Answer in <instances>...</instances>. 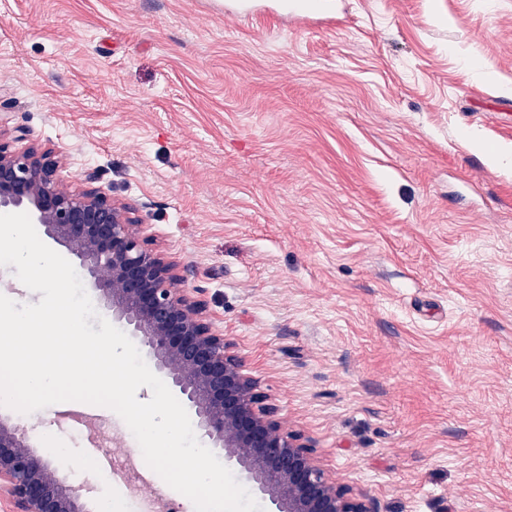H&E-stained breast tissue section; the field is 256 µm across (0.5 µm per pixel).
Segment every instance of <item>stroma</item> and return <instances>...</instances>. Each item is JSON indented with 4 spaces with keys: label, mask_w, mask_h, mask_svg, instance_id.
Segmentation results:
<instances>
[{
    "label": "stroma",
    "mask_w": 512,
    "mask_h": 512,
    "mask_svg": "<svg viewBox=\"0 0 512 512\" xmlns=\"http://www.w3.org/2000/svg\"><path fill=\"white\" fill-rule=\"evenodd\" d=\"M343 7L0 0V129L137 208L374 512H512V0ZM283 9L288 11L292 18L303 21L304 23L318 22L326 26L336 24L337 18L329 8L321 13L310 14L313 12V2L309 0H282L279 1Z\"/></svg>",
    "instance_id": "35a3bbf8"
}]
</instances>
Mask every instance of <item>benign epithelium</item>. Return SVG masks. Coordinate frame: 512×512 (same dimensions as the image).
I'll return each instance as SVG.
<instances>
[{
  "instance_id": "1",
  "label": "benign epithelium",
  "mask_w": 512,
  "mask_h": 512,
  "mask_svg": "<svg viewBox=\"0 0 512 512\" xmlns=\"http://www.w3.org/2000/svg\"><path fill=\"white\" fill-rule=\"evenodd\" d=\"M0 130V210L20 209L65 247L113 319L138 338L213 452L256 484L268 512H373L331 478L313 446L288 432L278 405L212 322L205 301L181 287L179 266L151 247L136 209L95 186L72 189L62 158ZM92 482L76 487L33 449L26 425L0 419V502L5 512H90Z\"/></svg>"
}]
</instances>
